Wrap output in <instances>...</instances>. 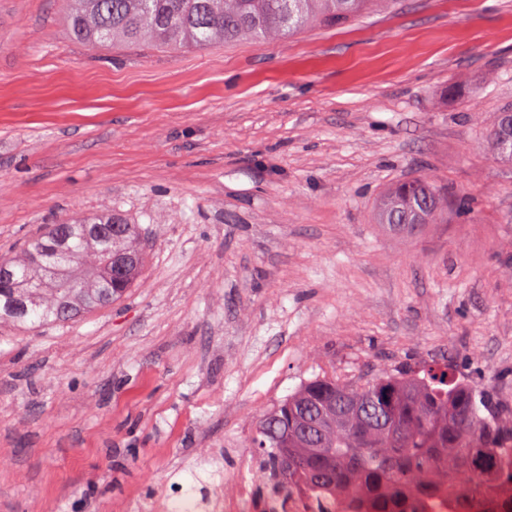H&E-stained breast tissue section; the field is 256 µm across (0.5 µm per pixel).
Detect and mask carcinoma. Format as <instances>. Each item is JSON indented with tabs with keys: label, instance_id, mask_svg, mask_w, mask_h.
<instances>
[{
	"label": "carcinoma",
	"instance_id": "obj_1",
	"mask_svg": "<svg viewBox=\"0 0 512 512\" xmlns=\"http://www.w3.org/2000/svg\"><path fill=\"white\" fill-rule=\"evenodd\" d=\"M388 0H74L69 16L79 42L95 47L144 38L171 48L213 41L284 39L309 25L334 26ZM503 119L487 132L500 147ZM440 188L422 175L389 189L380 223L435 224ZM121 224L118 241L88 233ZM137 256L118 278L105 270L112 252ZM0 325L74 321L123 298L140 277L139 225L123 214L50 224L24 258L6 259ZM250 444L261 449L258 479L284 496L335 512H482L512 503V407L492 384L477 390L448 363L399 364L366 380L321 376L301 383L260 415Z\"/></svg>",
	"mask_w": 512,
	"mask_h": 512
}]
</instances>
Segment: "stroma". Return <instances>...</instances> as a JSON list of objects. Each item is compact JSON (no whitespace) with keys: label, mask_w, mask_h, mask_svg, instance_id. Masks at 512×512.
<instances>
[{"label":"stroma","mask_w":512,"mask_h":512,"mask_svg":"<svg viewBox=\"0 0 512 512\" xmlns=\"http://www.w3.org/2000/svg\"><path fill=\"white\" fill-rule=\"evenodd\" d=\"M70 0H0V257L118 210L127 298L0 327V512L232 496L265 411L317 375L452 362L512 404V0H393L283 41L91 48ZM439 223L377 221L394 181Z\"/></svg>","instance_id":"35a3bbf8"}]
</instances>
